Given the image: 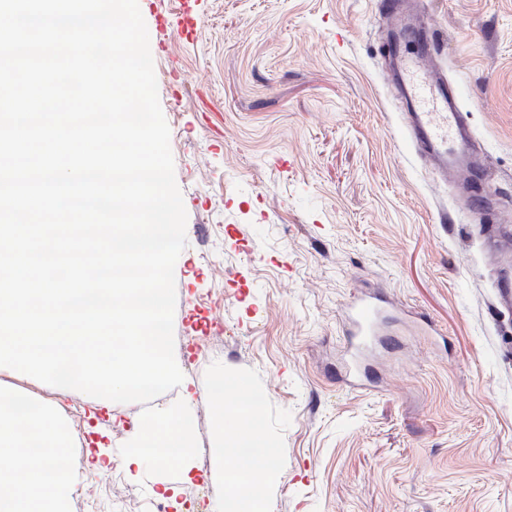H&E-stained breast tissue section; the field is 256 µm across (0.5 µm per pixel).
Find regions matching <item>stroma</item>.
Here are the masks:
<instances>
[{
  "instance_id": "35a3bbf8",
  "label": "stroma",
  "mask_w": 512,
  "mask_h": 512,
  "mask_svg": "<svg viewBox=\"0 0 512 512\" xmlns=\"http://www.w3.org/2000/svg\"><path fill=\"white\" fill-rule=\"evenodd\" d=\"M197 18L192 35L176 20ZM170 128L187 244L175 265L184 387L114 403L0 369V390L64 408L79 512H224L221 377L257 394L274 448L267 512H512V266L486 250L512 214V0H417L429 63L460 98L484 163L475 205L408 142L385 0H139ZM388 300L373 378L339 379L342 309ZM191 410L188 462L127 469L141 422ZM104 442L112 462L93 468Z\"/></svg>"
}]
</instances>
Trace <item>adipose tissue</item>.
<instances>
[{"instance_id": "ef3b65f1", "label": "adipose tissue", "mask_w": 512, "mask_h": 512, "mask_svg": "<svg viewBox=\"0 0 512 512\" xmlns=\"http://www.w3.org/2000/svg\"><path fill=\"white\" fill-rule=\"evenodd\" d=\"M237 386L234 380L217 381L210 401L218 413L238 421L223 438L224 457L230 462L226 479L245 487L234 499L232 512H261L263 476L273 465L274 452L256 436L252 412L234 395ZM62 419L61 413L25 396L0 399V447L17 456L8 483H0V512H33L34 502L41 499L46 502L43 512H63L72 479L58 468L57 460L72 441ZM156 425L153 418L143 423L128 464L143 458L159 463L187 459L193 443L190 413L167 419L164 432H157Z\"/></svg>"}]
</instances>
